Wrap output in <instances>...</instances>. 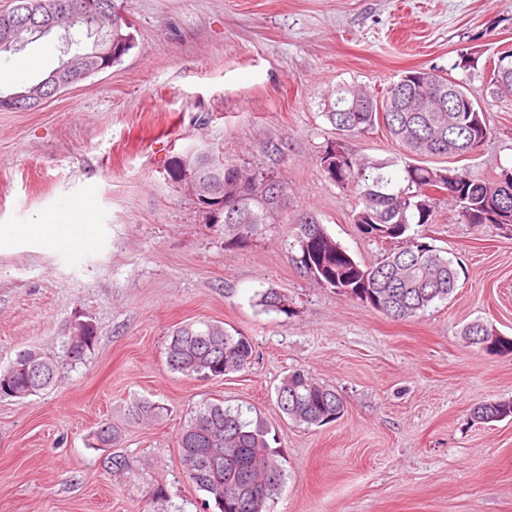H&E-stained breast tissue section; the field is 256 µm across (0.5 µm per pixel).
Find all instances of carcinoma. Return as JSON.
Returning <instances> with one entry per match:
<instances>
[{"label":"carcinoma","mask_w":512,"mask_h":512,"mask_svg":"<svg viewBox=\"0 0 512 512\" xmlns=\"http://www.w3.org/2000/svg\"><path fill=\"white\" fill-rule=\"evenodd\" d=\"M14 0L10 13L27 29L0 24V53H18L39 39L32 28L44 27L46 34L58 33L68 40L73 74L98 66L112 67L121 56L108 55L109 37L126 36L125 28L115 30L117 0H97L90 10L86 0H40L35 15L26 16L24 4ZM493 93H512V53L505 51L493 61L490 72ZM429 97L451 99L452 111L412 112L407 100ZM384 111L385 129L403 150L400 174L395 176L380 165L368 170L366 163L347 152L339 142L326 146L319 156L325 176L339 186L359 190L354 223L367 237L393 244L373 264L356 261L326 231L316 215L300 214L291 224L298 246V262L313 280L357 298L378 312L396 320L416 317L436 301L453 293L458 278L455 256L446 249L421 241L410 233L412 226L434 223L440 199L454 205L463 224H498L512 230V166H499L487 179L474 176L466 167H432L414 162L429 157L454 158L474 152L491 136L474 91L452 82L431 69L404 71L379 99L369 88L357 84L336 89L335 98L324 100L323 116L339 136H352L378 124ZM215 167L206 158L183 156L171 171L177 182L191 173L207 182L224 180V212L234 219L224 222V243L241 246L270 222L277 209L262 201V173L221 157ZM259 305L289 312L288 299L273 288L260 293ZM464 336L469 343L489 353L512 354V338L479 322L469 325ZM94 327H71L63 350L73 362L84 358L94 344ZM253 346L239 333H231L217 322L187 324L172 331L166 347L171 371L198 381L242 371L251 363ZM15 362L36 365L38 374L0 371V378L24 399L56 384L57 363L50 353L28 348L18 352ZM277 403L293 422L320 426L342 416L344 402L333 387L308 373L294 369L286 374L277 390ZM161 407L135 401L128 407L129 423L148 420ZM479 420L497 421L512 417V399H499L474 408ZM270 430L261 421H250L242 412L221 403L205 402L192 411L181 428L177 443L183 472L188 480L214 503L218 512H270V502L281 489L285 472L279 453L268 440ZM122 427L101 423L91 435L92 445L116 448L122 441Z\"/></svg>","instance_id":"carcinoma-1"}]
</instances>
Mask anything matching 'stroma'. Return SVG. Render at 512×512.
Wrapping results in <instances>:
<instances>
[{
	"mask_svg": "<svg viewBox=\"0 0 512 512\" xmlns=\"http://www.w3.org/2000/svg\"><path fill=\"white\" fill-rule=\"evenodd\" d=\"M135 46L111 68L35 110H0V225L84 211L94 243L17 239L0 249V369L26 348L54 352L56 385L0 398V512H153L167 486L178 512H203L184 476L177 436L200 404L221 402L276 437L285 482L273 512H512V420L479 422L474 408L512 399V355L469 343L475 321L512 336V238L491 224L458 223L440 203L419 227L454 253L447 301L394 320L318 285L300 268L288 226L316 214L352 257L386 249L353 222L355 187L323 174L319 156L342 140L388 165L401 150L384 126L337 137L322 115L337 87L384 95L403 71L433 68L467 84L485 107L488 140L463 164L487 177L512 165V98L488 89L486 61L512 49V0H119ZM37 70L0 55V92L57 66L55 36L28 44ZM207 148L274 174L284 207L245 246L170 177L176 158ZM288 299L282 313L258 294ZM94 345L72 363L61 343L76 320ZM220 321L254 348L243 371L199 382L170 371L178 326ZM292 369L333 386L335 422L292 423L277 387ZM136 400L159 417L125 426L123 453L151 465L118 477L91 447L104 420L124 424Z\"/></svg>",
	"mask_w": 512,
	"mask_h": 512,
	"instance_id": "1",
	"label": "stroma"
}]
</instances>
